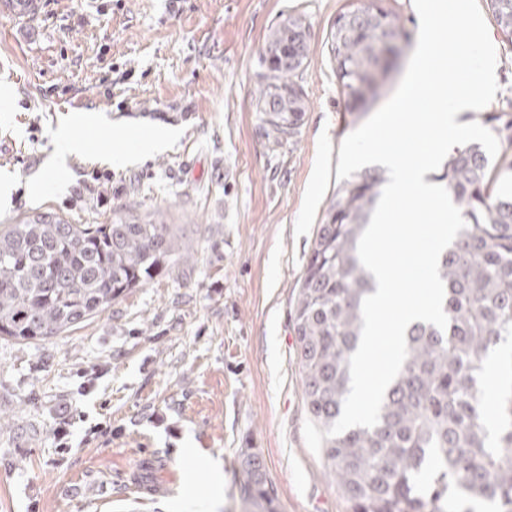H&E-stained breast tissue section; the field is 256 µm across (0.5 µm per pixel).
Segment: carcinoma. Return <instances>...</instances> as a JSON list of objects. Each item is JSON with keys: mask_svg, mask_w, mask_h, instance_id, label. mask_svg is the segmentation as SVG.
<instances>
[{"mask_svg": "<svg viewBox=\"0 0 512 512\" xmlns=\"http://www.w3.org/2000/svg\"><path fill=\"white\" fill-rule=\"evenodd\" d=\"M497 25L512 26V0H489ZM299 15L278 23L267 46L298 39ZM397 17L379 0L368 16L336 17L332 51L348 100L389 65L401 37ZM257 108L274 138L292 137L304 112L297 89L303 64L259 57ZM485 122L506 144L493 161L480 143L455 148L443 173L466 222L440 257L446 329L417 322L406 333L407 357L388 387L373 428L353 427L323 440L325 467L348 512H470L465 498L512 512V386L498 402L495 437L486 428L483 385L488 351L512 335V114ZM381 176L363 171L337 189L318 225L290 312L304 400L317 428L340 416L350 387L349 358L360 340L363 299L373 291L357 255L358 240L380 198ZM185 245L168 224H140L116 212L108 224H71L51 213L0 230V337L45 341L94 318L127 291L169 273ZM241 499L275 512V492L261 458L245 449Z\"/></svg>", "mask_w": 512, "mask_h": 512, "instance_id": "1", "label": "carcinoma"}]
</instances>
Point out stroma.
I'll return each instance as SVG.
<instances>
[{
	"instance_id": "35a3bbf8",
	"label": "stroma",
	"mask_w": 512,
	"mask_h": 512,
	"mask_svg": "<svg viewBox=\"0 0 512 512\" xmlns=\"http://www.w3.org/2000/svg\"><path fill=\"white\" fill-rule=\"evenodd\" d=\"M356 0H0V225L53 213L106 224L132 210L192 245L172 273L131 289L63 335L0 338V512H244L240 451L258 453L278 512H347L310 418L290 320L317 227L339 182L344 138L398 87L415 49L413 0L396 15L401 53L377 96L350 108L331 33ZM309 28L289 139L265 134L258 58L288 15ZM512 113V41L489 29ZM101 152L56 166L60 126ZM173 131L144 162L113 166L130 136ZM69 431L57 436L59 425Z\"/></svg>"
}]
</instances>
